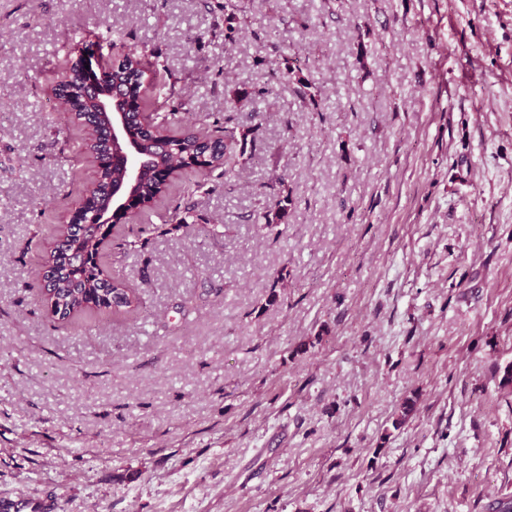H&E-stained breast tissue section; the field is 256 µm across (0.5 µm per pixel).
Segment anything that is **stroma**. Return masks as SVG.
Returning <instances> with one entry per match:
<instances>
[{"mask_svg": "<svg viewBox=\"0 0 512 512\" xmlns=\"http://www.w3.org/2000/svg\"><path fill=\"white\" fill-rule=\"evenodd\" d=\"M0 0V495L63 512H488L512 495V0ZM258 127L211 241L102 246L140 317L34 285L96 160L52 87L85 33ZM317 90L271 75L289 52ZM283 182L286 223L249 216ZM39 246L21 254L30 233ZM413 411L394 421L405 401Z\"/></svg>", "mask_w": 512, "mask_h": 512, "instance_id": "stroma-1", "label": "stroma"}]
</instances>
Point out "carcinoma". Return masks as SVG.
<instances>
[{"mask_svg": "<svg viewBox=\"0 0 512 512\" xmlns=\"http://www.w3.org/2000/svg\"><path fill=\"white\" fill-rule=\"evenodd\" d=\"M109 37L95 36V41L85 47L86 56L70 61L66 75L54 87L58 100L69 102L73 107L84 110L80 101L81 90L86 82L96 80L102 89L119 83L132 87V98L137 109L149 106L155 111V123L149 127L133 126V131L142 147L153 156L152 164L143 172L139 187L140 210L128 216L135 221L143 211L161 197L167 190L165 171L168 169L218 170L224 177L230 176L235 168L248 161L246 145L248 137L254 136L257 126H246L232 111L224 113V124H197L179 117L173 111H161L164 87L156 82L157 68L150 61L154 53L141 49L127 53L121 65L111 70L109 77L101 76L104 69V46L123 38V33L107 29ZM85 151L95 155L98 172L95 181L83 189V220L92 232L87 236L74 235L65 241L58 253H50L43 259V266L53 271L47 286L40 284L42 303L47 314L64 326L79 318H96L108 313L123 315L136 312L142 305L137 293L125 288L122 281L112 276L101 262V247L112 231L113 204L109 196L113 182L120 179V167L112 160L109 134L105 126L94 129L91 139L83 141L72 149V160ZM287 206L282 200L267 207L261 218L264 223L258 228L265 229L274 224L286 222ZM191 204L177 206L169 216V224H155L153 231L160 235L170 229L199 231L217 241L224 238V225L208 224L201 228L191 221Z\"/></svg>", "mask_w": 512, "mask_h": 512, "instance_id": "cac0c4a2", "label": "carcinoma"}]
</instances>
